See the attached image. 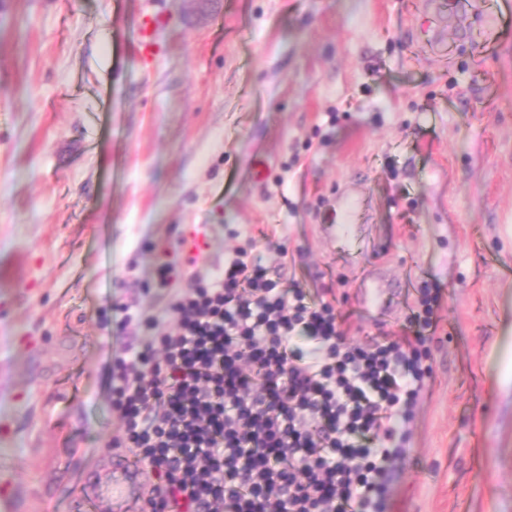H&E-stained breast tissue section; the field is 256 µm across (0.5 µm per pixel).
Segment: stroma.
<instances>
[{
  "mask_svg": "<svg viewBox=\"0 0 512 512\" xmlns=\"http://www.w3.org/2000/svg\"><path fill=\"white\" fill-rule=\"evenodd\" d=\"M439 2L0 0V512L109 482L122 304L169 329L158 254L203 272L245 245L348 311L383 280L361 344L405 318L404 272L436 280L387 512H512V9L492 27L482 0ZM147 13L167 17L148 64ZM345 196L347 260L327 235ZM162 23L160 16H146L133 33L134 45L145 60L152 59L159 50L156 31ZM363 284L368 286L367 288H364L363 291L364 310L369 316L378 317L383 312V304L380 300V294L384 287L381 282L372 281L368 276L365 277Z\"/></svg>",
  "mask_w": 512,
  "mask_h": 512,
  "instance_id": "1",
  "label": "stroma"
}]
</instances>
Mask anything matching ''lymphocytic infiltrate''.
Segmentation results:
<instances>
[{
    "mask_svg": "<svg viewBox=\"0 0 512 512\" xmlns=\"http://www.w3.org/2000/svg\"><path fill=\"white\" fill-rule=\"evenodd\" d=\"M152 340L111 354L112 445L154 478L151 512H385L387 475L433 378L443 307L425 282L398 329L351 344L338 298L312 296L237 248L207 274L159 259Z\"/></svg>",
    "mask_w": 512,
    "mask_h": 512,
    "instance_id": "1",
    "label": "lymphocytic infiltrate"
}]
</instances>
